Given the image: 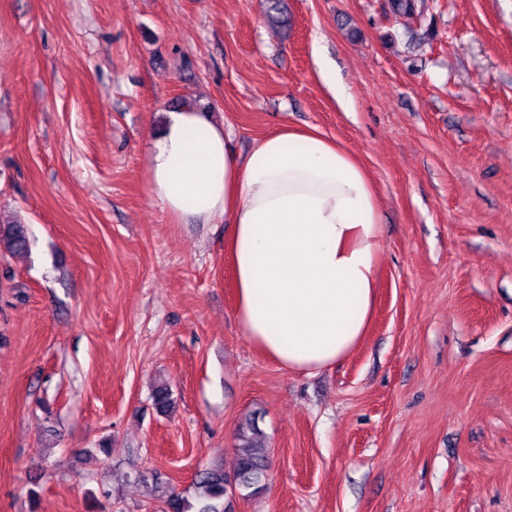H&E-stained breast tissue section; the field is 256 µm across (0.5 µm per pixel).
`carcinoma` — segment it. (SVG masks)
<instances>
[{
    "mask_svg": "<svg viewBox=\"0 0 512 512\" xmlns=\"http://www.w3.org/2000/svg\"><path fill=\"white\" fill-rule=\"evenodd\" d=\"M0 245L12 253L28 249L29 237L23 224H1ZM154 406L163 414L173 408L172 393L165 384L155 386L152 392ZM241 445L230 469L216 467L198 475L197 496L188 499L171 487L158 490L162 503L160 512H232L231 501L245 499L265 486L269 470L267 447L260 430L251 422L239 428Z\"/></svg>",
    "mask_w": 512,
    "mask_h": 512,
    "instance_id": "1",
    "label": "carcinoma"
}]
</instances>
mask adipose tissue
Listing matches in <instances>:
<instances>
[{
  "label": "adipose tissue",
  "instance_id": "1",
  "mask_svg": "<svg viewBox=\"0 0 512 512\" xmlns=\"http://www.w3.org/2000/svg\"><path fill=\"white\" fill-rule=\"evenodd\" d=\"M147 171L154 200L180 222L230 218L234 316L269 359L309 374L361 344L380 213L369 173L335 139L286 129L242 155L223 123L184 106L150 141Z\"/></svg>",
  "mask_w": 512,
  "mask_h": 512
}]
</instances>
